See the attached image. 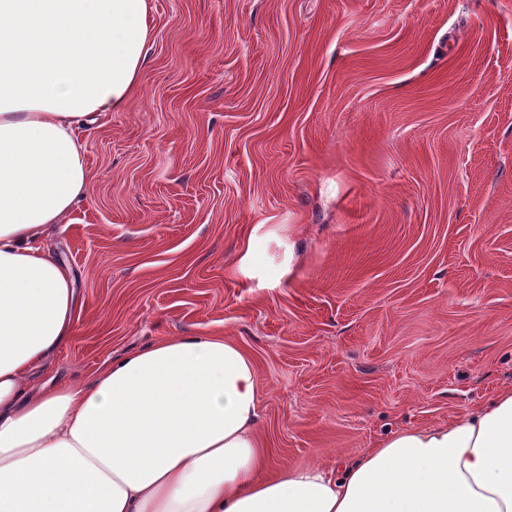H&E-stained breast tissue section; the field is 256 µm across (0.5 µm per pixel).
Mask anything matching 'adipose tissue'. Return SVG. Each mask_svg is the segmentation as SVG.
Masks as SVG:
<instances>
[{
  "instance_id": "1",
  "label": "adipose tissue",
  "mask_w": 512,
  "mask_h": 512,
  "mask_svg": "<svg viewBox=\"0 0 512 512\" xmlns=\"http://www.w3.org/2000/svg\"><path fill=\"white\" fill-rule=\"evenodd\" d=\"M150 0H0V512H512V387L329 467H272L251 356L173 336L36 388L71 336L43 245L88 189L84 132L122 111Z\"/></svg>"
}]
</instances>
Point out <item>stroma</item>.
<instances>
[{
  "instance_id": "obj_1",
  "label": "stroma",
  "mask_w": 512,
  "mask_h": 512,
  "mask_svg": "<svg viewBox=\"0 0 512 512\" xmlns=\"http://www.w3.org/2000/svg\"><path fill=\"white\" fill-rule=\"evenodd\" d=\"M149 25L46 232L78 318L35 384L226 336L291 467L512 385V0H152Z\"/></svg>"
}]
</instances>
